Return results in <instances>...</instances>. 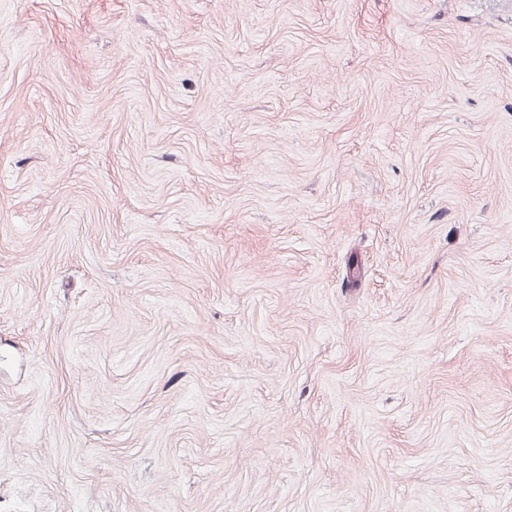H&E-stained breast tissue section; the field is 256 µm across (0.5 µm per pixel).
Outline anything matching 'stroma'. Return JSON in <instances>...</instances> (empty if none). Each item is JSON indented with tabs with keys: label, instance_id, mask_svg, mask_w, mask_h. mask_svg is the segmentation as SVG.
I'll return each mask as SVG.
<instances>
[{
	"label": "stroma",
	"instance_id": "obj_1",
	"mask_svg": "<svg viewBox=\"0 0 512 512\" xmlns=\"http://www.w3.org/2000/svg\"><path fill=\"white\" fill-rule=\"evenodd\" d=\"M0 512H512V0H0Z\"/></svg>",
	"mask_w": 512,
	"mask_h": 512
}]
</instances>
